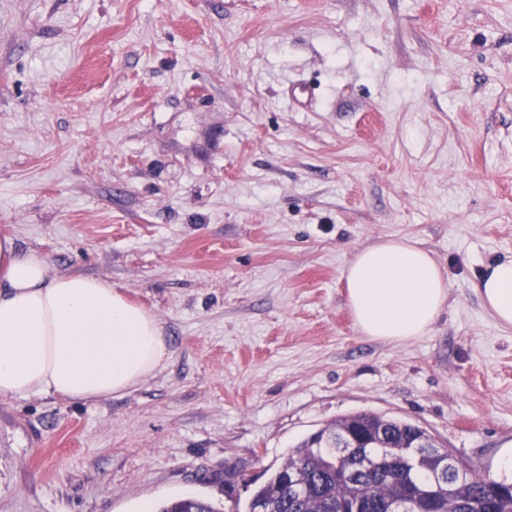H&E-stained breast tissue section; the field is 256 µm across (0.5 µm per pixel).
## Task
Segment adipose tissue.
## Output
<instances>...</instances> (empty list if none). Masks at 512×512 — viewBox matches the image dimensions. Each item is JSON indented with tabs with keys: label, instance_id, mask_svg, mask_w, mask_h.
Masks as SVG:
<instances>
[{
	"label": "adipose tissue",
	"instance_id": "adipose-tissue-1",
	"mask_svg": "<svg viewBox=\"0 0 512 512\" xmlns=\"http://www.w3.org/2000/svg\"><path fill=\"white\" fill-rule=\"evenodd\" d=\"M342 278L356 327L373 339L426 335L448 306L445 270L406 238L360 249ZM475 292L499 325L512 327V257L485 265ZM171 355L163 325L111 284L0 239V399L121 396L162 373Z\"/></svg>",
	"mask_w": 512,
	"mask_h": 512
}]
</instances>
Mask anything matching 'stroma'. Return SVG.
<instances>
[{
	"label": "stroma",
	"instance_id": "stroma-1",
	"mask_svg": "<svg viewBox=\"0 0 512 512\" xmlns=\"http://www.w3.org/2000/svg\"><path fill=\"white\" fill-rule=\"evenodd\" d=\"M119 288L167 369L76 404L0 400V512L247 499L356 412L491 477L512 442V0H0V236ZM409 238L448 308L404 343L345 304ZM474 290L499 325L512 327V257L485 265Z\"/></svg>",
	"mask_w": 512,
	"mask_h": 512
}]
</instances>
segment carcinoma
I'll use <instances>...</instances> for the list:
<instances>
[{"mask_svg": "<svg viewBox=\"0 0 512 512\" xmlns=\"http://www.w3.org/2000/svg\"><path fill=\"white\" fill-rule=\"evenodd\" d=\"M348 432L354 447L338 457L336 437ZM427 431L400 418L358 412L344 416L302 440L286 460L268 469L245 504L234 501L228 512H343L360 498L362 512H389L405 490L418 496L419 507L437 512L455 498L457 512H512V481L494 479L475 467L448 464L449 476L434 479L440 455L415 461L410 446ZM159 512H223L201 497H184Z\"/></svg>", "mask_w": 512, "mask_h": 512, "instance_id": "1", "label": "carcinoma"}]
</instances>
